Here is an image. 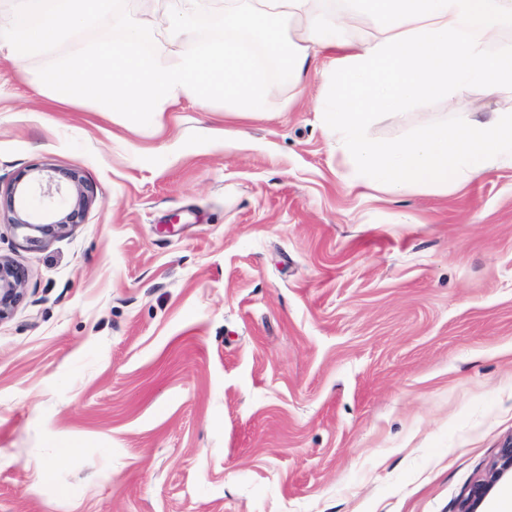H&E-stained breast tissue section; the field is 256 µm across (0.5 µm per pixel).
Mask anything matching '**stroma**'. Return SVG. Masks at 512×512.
Here are the masks:
<instances>
[{"instance_id":"35a3bbf8","label":"stroma","mask_w":512,"mask_h":512,"mask_svg":"<svg viewBox=\"0 0 512 512\" xmlns=\"http://www.w3.org/2000/svg\"><path fill=\"white\" fill-rule=\"evenodd\" d=\"M138 14L119 0L23 74L0 51V195L41 167L94 189L34 245L0 213L26 274L0 321V512H455L512 438V168L350 189L315 72L270 76L263 115L184 101L158 130L35 83Z\"/></svg>"}]
</instances>
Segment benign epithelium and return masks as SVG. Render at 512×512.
<instances>
[{"instance_id":"7a95c632","label":"benign epithelium","mask_w":512,"mask_h":512,"mask_svg":"<svg viewBox=\"0 0 512 512\" xmlns=\"http://www.w3.org/2000/svg\"><path fill=\"white\" fill-rule=\"evenodd\" d=\"M46 176L38 180L39 191H18V185L10 187L6 204L12 213L10 224L16 230L29 232L28 241L39 238L54 237L65 232L68 227L83 223L85 212L92 202L93 191L82 176L76 171H63L56 176V169L44 168ZM75 191L69 210L59 219L53 221H31L15 208V200L26 206L31 204L44 210L56 201H67L68 192ZM25 275L21 268L8 260L0 259V321L8 318L24 296ZM512 472V439L503 444L498 458L493 462L487 479L475 484L469 494L463 498L456 512H477L482 500L491 488L504 475Z\"/></svg>"}]
</instances>
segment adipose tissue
<instances>
[{
	"label": "adipose tissue",
	"mask_w": 512,
	"mask_h": 512,
	"mask_svg": "<svg viewBox=\"0 0 512 512\" xmlns=\"http://www.w3.org/2000/svg\"><path fill=\"white\" fill-rule=\"evenodd\" d=\"M343 14L317 0H265L243 8L238 0H208L223 10L225 37L198 44L184 0H169L163 19L138 18L119 41H102L38 80L53 99L77 105L94 99L106 111L160 120L188 100L206 106L215 96L237 115L268 111L266 70L237 48L250 33L285 50L288 75L302 79L319 49L339 47L324 74L325 131L351 169L350 185L387 195L414 188L441 194L512 166V110L467 112L453 123L423 122L413 133L375 139L374 126L403 117L415 105L446 102L473 88L495 94L512 89V0H345ZM115 0H13L16 20L0 22V43L24 69L28 59L93 26ZM374 17L369 41L347 38L353 23ZM165 27L169 48L158 55L145 44Z\"/></svg>",
	"instance_id": "ef3b65f1"
}]
</instances>
